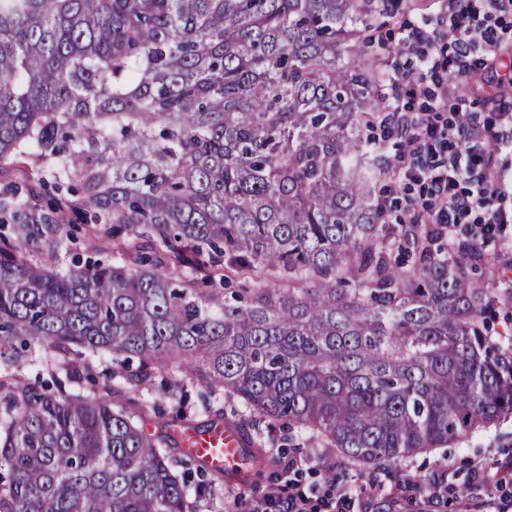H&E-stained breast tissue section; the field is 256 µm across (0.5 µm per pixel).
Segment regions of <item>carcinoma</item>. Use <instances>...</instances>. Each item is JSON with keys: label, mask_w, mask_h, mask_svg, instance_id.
<instances>
[{"label": "carcinoma", "mask_w": 512, "mask_h": 512, "mask_svg": "<svg viewBox=\"0 0 512 512\" xmlns=\"http://www.w3.org/2000/svg\"><path fill=\"white\" fill-rule=\"evenodd\" d=\"M384 0H0V512H191L143 394L286 420L360 466L512 415V332L440 224H387L360 137ZM87 225L112 264L39 259ZM55 350L56 391L9 382ZM125 393L122 404L112 395Z\"/></svg>", "instance_id": "obj_1"}]
</instances>
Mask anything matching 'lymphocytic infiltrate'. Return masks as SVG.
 Masks as SVG:
<instances>
[{
  "mask_svg": "<svg viewBox=\"0 0 512 512\" xmlns=\"http://www.w3.org/2000/svg\"><path fill=\"white\" fill-rule=\"evenodd\" d=\"M445 9L448 45L453 51L447 62L434 58L431 40L419 28L409 32L402 48L419 60L423 74L454 66L457 85H441L433 92L422 84L407 89L398 76H389L393 104L388 118L409 145L432 148L403 174L407 185L419 188L418 194L405 199V223L445 224L463 242L481 231L505 232L512 224V207L502 204L512 192V180L501 173L493 153L486 149L490 142L512 146V111L501 103L512 92V71L503 74L488 99L497 113L493 123L480 121L476 113L464 109L470 86L480 79L469 58L483 50V67L496 68V28L505 15H512V0H445ZM421 93L429 101L420 111L400 106L402 96Z\"/></svg>",
  "mask_w": 512,
  "mask_h": 512,
  "instance_id": "lymphocytic-infiltrate-1",
  "label": "lymphocytic infiltrate"
}]
</instances>
